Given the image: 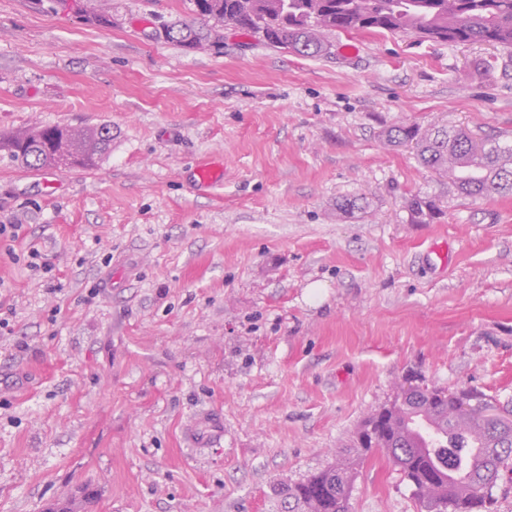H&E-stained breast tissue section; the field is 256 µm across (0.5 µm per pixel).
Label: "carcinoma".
I'll list each match as a JSON object with an SVG mask.
<instances>
[{
	"mask_svg": "<svg viewBox=\"0 0 512 512\" xmlns=\"http://www.w3.org/2000/svg\"><path fill=\"white\" fill-rule=\"evenodd\" d=\"M193 11L259 35L278 48L308 57L327 50L329 31L391 33L446 42H483L512 49V0H191ZM167 40L202 49L210 35L188 24L167 28ZM384 144H414L419 163L456 190L482 199L512 192V144L475 138L445 127L393 125ZM112 148V127L43 126L0 136V151L30 170L92 169ZM410 221L424 224L435 202L407 200ZM456 394L473 405L462 414L437 388L402 389L394 402L369 416L357 433L359 452L299 482L273 489L282 512H351L355 470L373 451L383 453L413 486L422 512H486L501 473L512 469V410L485 415L491 400L471 389Z\"/></svg>",
	"mask_w": 512,
	"mask_h": 512,
	"instance_id": "obj_1",
	"label": "carcinoma"
}]
</instances>
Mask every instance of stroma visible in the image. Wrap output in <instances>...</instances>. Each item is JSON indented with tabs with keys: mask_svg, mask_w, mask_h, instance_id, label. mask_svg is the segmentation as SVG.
<instances>
[{
	"mask_svg": "<svg viewBox=\"0 0 512 512\" xmlns=\"http://www.w3.org/2000/svg\"><path fill=\"white\" fill-rule=\"evenodd\" d=\"M0 0V135L112 127L92 170L0 153V512H280L405 381L512 405V195L472 200L382 133L512 140V52L328 34L300 56L190 0ZM211 30L204 50L157 38ZM488 74H480L483 61ZM224 166L222 186L194 181ZM440 215L411 223L407 198ZM365 212L336 215L345 197ZM37 244L53 275L20 262ZM220 442L194 444L203 414ZM352 512H419L383 454Z\"/></svg>",
	"mask_w": 512,
	"mask_h": 512,
	"instance_id": "obj_1",
	"label": "stroma"
}]
</instances>
